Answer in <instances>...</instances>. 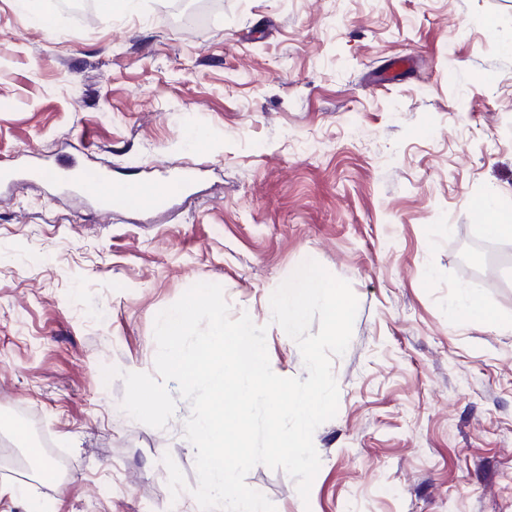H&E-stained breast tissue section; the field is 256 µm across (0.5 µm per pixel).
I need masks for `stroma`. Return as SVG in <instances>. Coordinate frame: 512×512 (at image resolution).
<instances>
[{"label":"stroma","instance_id":"stroma-1","mask_svg":"<svg viewBox=\"0 0 512 512\" xmlns=\"http://www.w3.org/2000/svg\"><path fill=\"white\" fill-rule=\"evenodd\" d=\"M174 1L104 20L77 0L47 33L0 0V167L197 169L109 216L0 186V426L24 414L67 471L41 482L0 433L20 490L0 512H200L189 402L145 425L122 375L154 373L156 315L210 282L266 326L274 373L307 379L269 300L308 259L358 300L337 414L308 499L262 464L247 485L276 512H512V240L484 252L480 208L512 199V0H220L194 27ZM463 293L501 326L468 323ZM196 170L192 167L178 166L170 168L164 175L155 181L153 204L163 207L172 199L182 195L196 178Z\"/></svg>","mask_w":512,"mask_h":512}]
</instances>
